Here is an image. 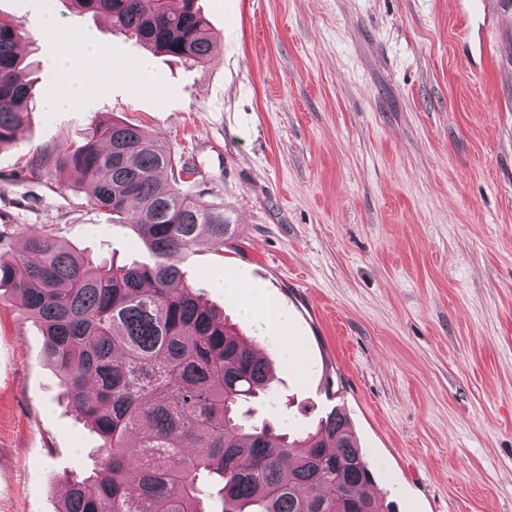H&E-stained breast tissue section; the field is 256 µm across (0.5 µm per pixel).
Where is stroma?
<instances>
[{
	"instance_id": "1",
	"label": "stroma",
	"mask_w": 512,
	"mask_h": 512,
	"mask_svg": "<svg viewBox=\"0 0 512 512\" xmlns=\"http://www.w3.org/2000/svg\"><path fill=\"white\" fill-rule=\"evenodd\" d=\"M490 2L471 64L460 31L475 16L455 0H196L214 48L193 65L73 0H0L25 29L35 93L85 85L0 146V249L52 228L78 255L149 261L74 171L28 167L97 116L143 126L193 168L180 191L234 226L222 250L175 262L274 364L253 421L302 431L344 405L393 512H512V11ZM50 17L111 72L64 75ZM240 271L249 291L215 287ZM251 291L287 311L289 346L242 316ZM44 347L1 290L0 512H57L55 480L99 463ZM82 85L75 80H69L62 91L50 94L44 100V108L48 111H59L75 104L83 95Z\"/></svg>"
}]
</instances>
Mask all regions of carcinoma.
<instances>
[{"instance_id":"obj_1","label":"carcinoma","mask_w":512,"mask_h":512,"mask_svg":"<svg viewBox=\"0 0 512 512\" xmlns=\"http://www.w3.org/2000/svg\"><path fill=\"white\" fill-rule=\"evenodd\" d=\"M112 26L185 61L210 59L195 0H73ZM22 24L0 18V146L32 110L33 81L19 46ZM178 164L141 127L99 117L55 166L77 171L89 203L130 221L151 261L109 264L75 256L54 233L0 251V288L46 338L45 352L71 404L101 445L99 469L61 481L58 512H384L374 478L341 407L305 434L272 432L245 405L273 398V369L231 332L174 257L224 247V207L182 193L157 174Z\"/></svg>"}]
</instances>
